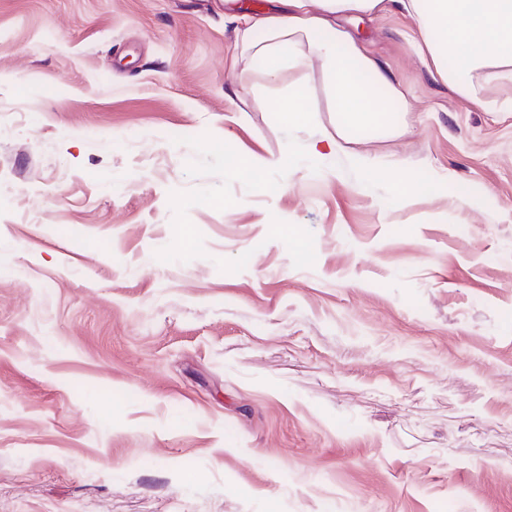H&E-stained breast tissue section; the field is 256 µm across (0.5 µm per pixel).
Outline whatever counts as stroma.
<instances>
[{
    "mask_svg": "<svg viewBox=\"0 0 512 512\" xmlns=\"http://www.w3.org/2000/svg\"><path fill=\"white\" fill-rule=\"evenodd\" d=\"M267 4L0 0V512H512V81L344 17L403 98L318 154ZM276 112H279L280 121L284 125L301 123L307 119L306 111L296 92L282 95L278 99Z\"/></svg>",
    "mask_w": 512,
    "mask_h": 512,
    "instance_id": "35a3bbf8",
    "label": "stroma"
}]
</instances>
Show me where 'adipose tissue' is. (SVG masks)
<instances>
[{"mask_svg":"<svg viewBox=\"0 0 512 512\" xmlns=\"http://www.w3.org/2000/svg\"><path fill=\"white\" fill-rule=\"evenodd\" d=\"M269 11L250 17L244 46L271 77L281 73L291 49L308 42L324 64L336 111L339 140L390 129L384 90L393 84L365 46L336 22L350 14H377L395 7L413 20L423 52L456 93L473 98L468 74L487 70L512 79V0H272Z\"/></svg>","mask_w":512,"mask_h":512,"instance_id":"1","label":"adipose tissue"}]
</instances>
